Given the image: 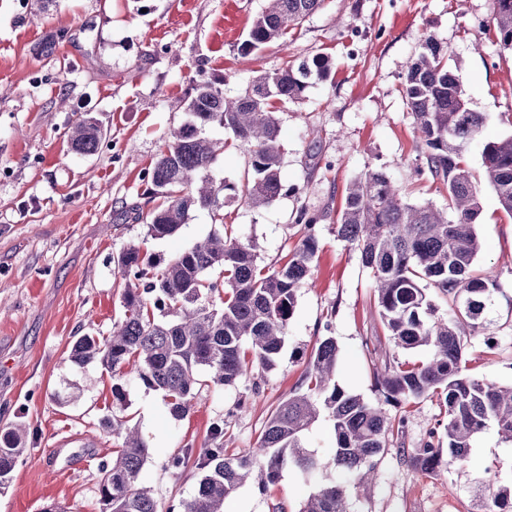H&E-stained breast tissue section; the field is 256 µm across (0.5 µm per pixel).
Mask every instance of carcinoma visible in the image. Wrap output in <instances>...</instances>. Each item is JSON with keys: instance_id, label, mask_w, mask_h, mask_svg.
<instances>
[{"instance_id": "obj_1", "label": "carcinoma", "mask_w": 512, "mask_h": 512, "mask_svg": "<svg viewBox=\"0 0 512 512\" xmlns=\"http://www.w3.org/2000/svg\"><path fill=\"white\" fill-rule=\"evenodd\" d=\"M267 2L242 44L246 54L302 26L324 0ZM493 23L502 48L512 50V0H493ZM331 74V60L317 55L257 76L237 97H226L209 84L195 88L187 119L171 133L148 172L151 194L164 198L149 215L148 236L162 240L175 235L197 209L210 211L217 229L162 264L144 255L138 244L124 246L113 258L124 317L113 323L108 336L77 338L70 350L75 366L108 373L117 397L124 393V378L134 376L161 392L178 419L190 412L208 384L233 387L254 368L276 365L297 291L319 249L318 216L300 207L295 223L301 237L288 261L278 267L259 265L255 245L238 240L224 223V184L216 183L209 169L225 143L209 137L207 129L218 126L234 134L248 156L242 196L254 208L266 207L283 191L279 118L272 101L298 102ZM403 94L421 148L416 173L440 182L448 205L441 210L429 203H405L385 172L371 171L347 187L336 236L369 269L389 342L403 350L426 347L429 357L374 372L383 400L371 402L336 383V339L324 338L294 392L268 419L256 451L224 457L223 429L216 426L199 451L186 448L173 458L174 468L192 464L201 477L194 495L167 512H224V500L247 481L265 488L287 469L316 478L300 512H350L346 485L360 487L373 480L379 455L403 426L404 419L392 418L387 407L435 394L444 397L447 423L442 434L408 454L417 470L436 475L464 462L473 438L490 425L512 442V385L473 378L463 364L466 333H482L490 350L498 344L487 317L498 280L494 271L477 264L481 197L461 152V143L480 131L485 117L468 107L445 52L431 36L407 62ZM65 135L79 154L98 149L100 131L90 117L70 124ZM482 165L501 209L512 217V135L487 143ZM216 270L220 281L210 277ZM430 287L448 303L446 315H435ZM322 415L332 422L335 435L329 457L308 448L305 440ZM102 427L122 445L112 463L101 465L100 512H162L151 489L139 484L148 458L139 429L117 415L105 417ZM26 433L21 423L0 432V486L25 452ZM484 495V512H512V478L504 483L494 475L484 484Z\"/></svg>"}]
</instances>
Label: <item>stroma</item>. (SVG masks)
<instances>
[{
    "instance_id": "obj_1",
    "label": "stroma",
    "mask_w": 512,
    "mask_h": 512,
    "mask_svg": "<svg viewBox=\"0 0 512 512\" xmlns=\"http://www.w3.org/2000/svg\"><path fill=\"white\" fill-rule=\"evenodd\" d=\"M267 0H0V429L28 427L26 451L0 489V512H100L102 463L116 438L101 427L109 415L136 423L149 444L140 473L160 506L189 499L200 478L172 458L201 448L214 423L224 425L226 455L255 450L270 414L293 392L318 341L334 337L336 379L374 401L373 372L388 360L415 362L427 348L398 350L376 312L368 270L335 234L347 183L367 171L387 173L405 202L445 206L448 195L416 175V141L404 97V71L426 36L443 46L470 109L487 122L463 145L481 192L478 262L494 268L499 293L488 317L499 338L464 339L470 376L512 383V217L483 179L486 142L512 134V51L502 49L492 0H325L285 39L251 54L241 45ZM332 57L329 80L282 106L278 140L286 188L268 207L238 194L247 156L233 135L211 127L226 147L211 168L224 183V221L256 245L262 264L283 258L298 240L299 206L321 213L319 252L297 293L287 342L275 367L236 386H210L189 414L173 418L160 392L127 378L112 395L101 369L69 359L82 335L106 336L123 314L113 258L125 245L169 259L213 228L208 211L191 213L172 237L154 240L144 219L152 204L147 171L171 131L186 118L193 89L210 83L226 96L244 93L258 75L285 62ZM90 116L103 136L98 150L73 152L71 121ZM80 389L68 403L65 381ZM404 418L378 461L370 491L349 488L353 512H481L477 488L488 471L512 476V443L495 428L476 435L464 463L432 476L407 451L445 424L442 401L424 398L390 410ZM313 483L293 470L260 489L249 482L224 512H299Z\"/></svg>"
}]
</instances>
